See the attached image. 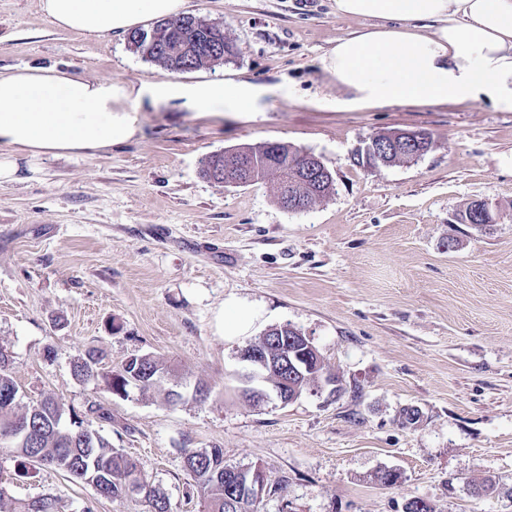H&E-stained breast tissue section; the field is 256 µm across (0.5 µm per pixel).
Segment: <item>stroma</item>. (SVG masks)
Segmentation results:
<instances>
[{
	"instance_id": "1",
	"label": "stroma",
	"mask_w": 512,
	"mask_h": 512,
	"mask_svg": "<svg viewBox=\"0 0 512 512\" xmlns=\"http://www.w3.org/2000/svg\"><path fill=\"white\" fill-rule=\"evenodd\" d=\"M187 14L224 28V61L172 74L127 35L52 27L39 0H0V70L55 65L104 82L244 78L263 94L252 112L198 114L141 103L128 143L94 156L47 157L0 185V348L20 402L95 401L102 433L166 495L170 512H201L188 449L222 446L261 464L258 512H512V111L491 101L337 107L344 91L319 59L369 27L334 0H188ZM422 130L424 155L359 166L374 137ZM277 142L314 153L333 177L308 210L284 209L273 182L214 184V152ZM474 200L496 213L460 223ZM237 298L261 311L250 336L291 325L308 336L335 386L317 382L288 405L237 391L240 343L216 316ZM119 368L151 354L170 378L127 397L78 379L85 351ZM197 382L206 401L170 405ZM399 472L391 487L379 483ZM493 494L474 495L472 478ZM9 498L45 494L60 512H149L108 500L51 466L20 473L0 453Z\"/></svg>"
}]
</instances>
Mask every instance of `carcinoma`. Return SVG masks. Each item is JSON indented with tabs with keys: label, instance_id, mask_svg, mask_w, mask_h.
<instances>
[{
	"label": "carcinoma",
	"instance_id": "obj_1",
	"mask_svg": "<svg viewBox=\"0 0 512 512\" xmlns=\"http://www.w3.org/2000/svg\"><path fill=\"white\" fill-rule=\"evenodd\" d=\"M208 27L196 21L188 29L195 37L199 50L190 56L170 58L161 53L151 55V61L173 72H185L224 60L223 55L207 52ZM297 149L281 143L244 146L232 152L212 153L201 161V174L222 176L237 170L241 158L253 164L261 178L273 176L277 192H282L285 180L294 182L293 191L308 197V203L322 198L333 179L328 172L321 174L315 184H307L291 170ZM103 358L90 350L74 362V374L82 379H97L118 396L127 391L126 375L136 372L142 381L141 389L155 386V376L166 370V363L154 355L143 354L119 370L102 367ZM112 421V415L89 401L81 410H65L58 400L45 397L32 407L20 404L19 388L10 374V358L0 349V453L13 452L29 462L51 465L63 471L71 480L86 483L97 494L109 500L129 497L128 488H140L151 507V512H169L166 495L152 486L137 462L112 447V442L100 433L97 425ZM229 465L224 461V448L213 446L185 452V469L194 479V487L201 495L204 512H229L224 508L228 484L224 480ZM12 512H59L58 501L52 495L14 502Z\"/></svg>",
	"mask_w": 512,
	"mask_h": 512
}]
</instances>
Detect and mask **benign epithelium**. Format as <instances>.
I'll list each match as a JSON object with an SVG mask.
<instances>
[{"instance_id": "1", "label": "benign epithelium", "mask_w": 512, "mask_h": 512, "mask_svg": "<svg viewBox=\"0 0 512 512\" xmlns=\"http://www.w3.org/2000/svg\"><path fill=\"white\" fill-rule=\"evenodd\" d=\"M187 20H176L154 26L150 32H142L136 36V41L142 44L146 51H162L172 57L189 55L193 51L192 44L181 35L175 34L183 30ZM408 143L417 155L423 154L431 145L429 134L424 131H405L400 141L393 142L395 147ZM392 156V150L382 148L375 142L368 143L363 149L354 154V158H362L373 166H385ZM296 170L302 178L315 181L325 172L321 159L311 152L304 151L298 157ZM293 335H288V332ZM275 335L264 337V342L242 348L239 360L243 363V371L239 380L247 391L248 399L260 405L268 402H278L285 406L294 401L299 395L296 382L312 371L317 378H323L328 385L336 383L332 376H324L317 372L320 366V356L310 339L301 331L283 325L274 329ZM229 505L237 504L243 496L254 503H259L265 494L268 484L264 467L260 464L239 467L230 475Z\"/></svg>"}]
</instances>
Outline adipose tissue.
<instances>
[{
    "instance_id": "1",
    "label": "adipose tissue",
    "mask_w": 512,
    "mask_h": 512,
    "mask_svg": "<svg viewBox=\"0 0 512 512\" xmlns=\"http://www.w3.org/2000/svg\"><path fill=\"white\" fill-rule=\"evenodd\" d=\"M338 13L370 19L321 57L344 89L345 107L488 99L512 111V0H335ZM57 29L125 33L181 15L186 0H39ZM260 89L249 81L119 85L54 66L0 72V184L16 181L20 162L92 155L140 131L129 103L182 102L196 113L251 112ZM257 310L225 300L218 326L228 340L249 336Z\"/></svg>"
}]
</instances>
